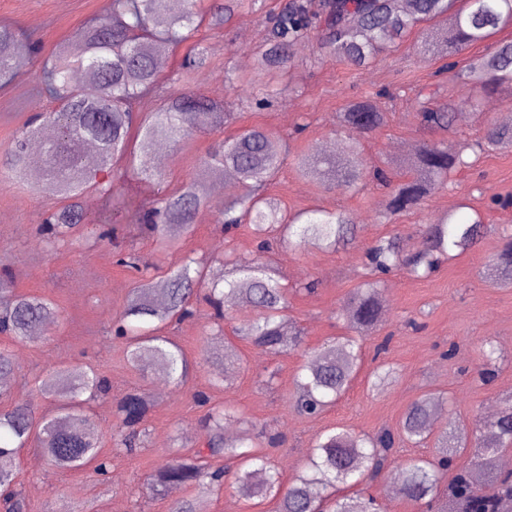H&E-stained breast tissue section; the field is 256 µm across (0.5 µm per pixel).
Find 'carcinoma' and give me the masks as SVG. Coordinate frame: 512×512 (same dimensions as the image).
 <instances>
[{
  "instance_id": "carcinoma-1",
  "label": "carcinoma",
  "mask_w": 512,
  "mask_h": 512,
  "mask_svg": "<svg viewBox=\"0 0 512 512\" xmlns=\"http://www.w3.org/2000/svg\"><path fill=\"white\" fill-rule=\"evenodd\" d=\"M232 12V5L219 0H109L103 16L86 22L73 40L58 44L48 57L43 56L41 41L12 25L0 24V85L13 78L18 57L40 58L41 92L58 103L52 111L28 118L9 148L0 153L1 176L64 201L36 226L39 242H68L96 229V220L82 208V198L90 189L101 192L112 210L143 222L160 255L178 248L181 238L194 230L208 208L200 179L183 182L142 209L113 191L109 176L114 162L127 154L141 179L159 182L163 171L155 162L158 143L177 145L197 131L222 127L228 121L231 113L225 111L224 103L194 92L175 95L154 112L141 114L138 105L157 87L159 51L186 42L204 22L228 23ZM437 19L450 25L451 41L430 32L422 42L427 51L444 58L450 47L466 49L512 26V0H320L316 5L312 0H284L279 11L267 18V47L255 59L254 70L232 73L227 80L234 87L262 80L286 66L292 48L311 37L337 61L367 68L415 26ZM208 62L207 46L195 43L184 59L181 77L203 72ZM467 78L486 96L512 86V44L473 60ZM437 94L435 89L419 91L412 103L416 119L432 133L453 131L457 112L479 104L473 96L439 104ZM385 122L386 113L371 98L350 103L338 116L339 127L351 133L348 150L336 158L303 157L298 160V171L329 188L358 190L366 179V167L357 140ZM48 126L55 131L54 143L43 156V181L32 185L30 147ZM506 145L512 146V123L497 122L487 123L473 143L450 144L439 139L423 144L413 157L396 164V176L382 171L374 174L377 184L387 189L382 218L389 223L418 208L424 198L446 186L453 172L471 166L465 151L477 157L489 147ZM283 162L282 142L260 126L213 140L201 167L212 175L231 172L239 184L238 192L224 201L222 226L249 221L261 237V251L270 238L286 248L308 251L354 244L359 225L346 210L313 209L289 218L281 214L278 203L264 189ZM490 229L480 213L462 222L445 213L429 217L422 225L421 246L413 253H405L394 235L378 239L365 255L366 279L350 292L343 306L348 333L307 357L295 380L294 409L309 416L322 412L349 390L361 368L363 340L387 313L380 290L382 276L405 268L417 279L427 278L449 259L450 252L470 250ZM118 264L138 277L110 332L125 343L127 362L135 370L159 368L175 387L184 385L188 360L164 330L194 317L200 300L211 310L216 326L212 337L224 340L227 362L238 356L223 326L224 311L232 298L253 310L235 328L234 336L269 354L302 345V332L287 315L288 287L281 284L279 271L259 257L240 254L225 263L222 283L207 278L208 262L203 258H187L158 282L153 272L159 266L144 263L132 251L119 253ZM492 277L512 284L511 234L504 237ZM58 316V306L46 297L16 292L9 266L0 268L1 336L22 342L33 326L50 328ZM498 359L497 349L489 345L478 369L483 382L495 378ZM17 373L11 350L1 347L0 378ZM34 385L55 397L58 408L53 414L40 415L31 400L16 399L0 409V508L4 512H31L18 472L10 465L22 448H35L61 472L90 467L103 478L112 469V454L100 451L96 422L85 409L87 402L109 393V379L94 367L79 373L58 367L35 376ZM194 400L208 406L200 419L208 433L206 447L171 456L148 482L153 497L165 495L172 485L194 489L193 497L172 502L170 512H196L197 501L220 490L228 476L239 496L271 498L277 503L276 512H372L373 496H338L331 489L338 482L376 481L397 458L401 441L422 443L433 435L442 402L433 393L424 394L407 407L397 429L382 428L372 436L347 428L319 434L303 466L285 482L266 452V447L277 445V436L248 426L237 437L228 438L224 423L238 419L236 410L210 404L205 392L195 393ZM151 409L149 396L139 389L116 402L113 454L136 451ZM435 445L438 451L433 457L407 460L399 484L403 498L436 512H512V471L495 463L500 452L512 450L511 396L470 434L451 420L445 422ZM466 452L471 453L468 466L457 469L448 486L441 488L440 480L456 455ZM211 458L224 459V469H211Z\"/></svg>"
}]
</instances>
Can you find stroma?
<instances>
[{
  "mask_svg": "<svg viewBox=\"0 0 512 512\" xmlns=\"http://www.w3.org/2000/svg\"><path fill=\"white\" fill-rule=\"evenodd\" d=\"M107 0H0V23L19 26L27 35L40 39L46 51L91 18L100 16ZM242 7L227 25H203L195 38L208 46V68L187 82L176 81L186 46L167 55L161 68L160 84L145 97L141 111L150 112L176 94L195 91L224 102L227 111L239 113L238 124L192 136L182 145L167 147L162 169L165 184L145 183L117 162L112 173L114 187L137 204L150 205L160 188H175L188 178H203L205 186L221 183V176H203L200 159L213 140L234 133L237 125H259L282 137L283 166L266 193L276 198L282 209L295 213L308 209H344L357 219L360 232L353 248L345 251H310L273 248L271 257L290 289L289 317L304 330L301 348L271 355L244 341H237L238 357L225 363L222 348L206 357L209 320L205 313L172 326L170 336L180 344L193 369L183 387L170 388L164 398H156L147 423L143 448L131 454L112 452L113 406L131 388L156 389V373L132 370L125 359V345L112 338L108 329L125 305L134 275L116 263V254L132 250L144 260L162 266H180L186 256L207 257L209 277L224 278L222 257L225 248L238 253H255L257 241L252 227L240 225L223 230L217 220L223 209L208 208L194 231L184 238L179 250L156 256L150 232L132 217L117 218L114 240H100L88 234L53 246L38 244L35 227L39 217L58 207L56 198L0 180V262L9 264L21 293L43 294L59 307L60 316L41 336L10 343L0 336V346L11 347L19 366L8 391L34 398L37 409L52 411L56 403L23 386V375L41 373L60 365L73 370L91 367L103 371L111 382L109 394L91 402L98 424L100 446L112 453L109 482L95 480L90 471L56 473L41 461L37 450L21 449L19 478L32 505V512H169L173 494L149 498L147 479L180 445L203 447L207 436L198 424L201 410L193 400L196 391L212 393L216 402L237 409L244 418L278 430L282 443L271 457L283 478H291L302 464L311 441L332 428H347L372 434L383 427L397 428L406 408L422 393L445 396L444 419L467 428L495 412L503 396L512 393V287L497 286L486 276L503 243L512 233V207H493L492 199L512 197V150L493 149L481 155L476 167L454 175L452 188L438 190L421 208L381 223V191L365 189L353 194L327 189L304 178L297 159L319 154L325 143L339 150L349 146V136L336 125V114L351 100L378 93L377 103L387 114V123L359 140L360 151L369 166L389 168L402 159L397 146L412 149L429 140L410 110L418 90L438 89L439 101L467 95L468 89L452 78L437 74L442 58L421 52V31L445 34L440 21L423 23L403 42L382 53L364 70L336 62L320 54L315 40L297 45L290 64L274 74L278 94L270 105L255 107L265 95L263 86L244 88L240 93L227 89L228 71L245 72L242 58H255L263 49L264 17L277 12L281 0H241ZM39 62L26 60L18 68L15 81L0 89V150L13 140L29 113L47 110L51 103L40 92L36 73ZM512 112V93L502 92L475 109L459 112L455 139H474L486 121L503 122ZM480 211L491 224L472 251L444 263L424 279L398 270L384 278L382 293L388 312L385 320L366 342V360L350 389L335 406L317 416L298 414L292 406L295 377L305 361V352L316 349L343 331L346 317L342 305L348 293L363 278V259L375 240L398 235L406 251H415L421 242L420 227L427 214L455 213L456 217ZM315 282L308 293L306 282ZM500 354L497 376L489 384L477 378L485 343ZM384 353H377L378 344ZM457 344L455 357H446L450 344ZM386 362L397 371L396 379L381 391L370 390L367 377L377 362ZM227 369L231 382L213 388L217 369ZM275 371L273 384H265L268 371ZM275 501L239 497L227 488L199 500L198 512H275Z\"/></svg>",
  "mask_w": 512,
  "mask_h": 512,
  "instance_id": "1",
  "label": "stroma"
}]
</instances>
